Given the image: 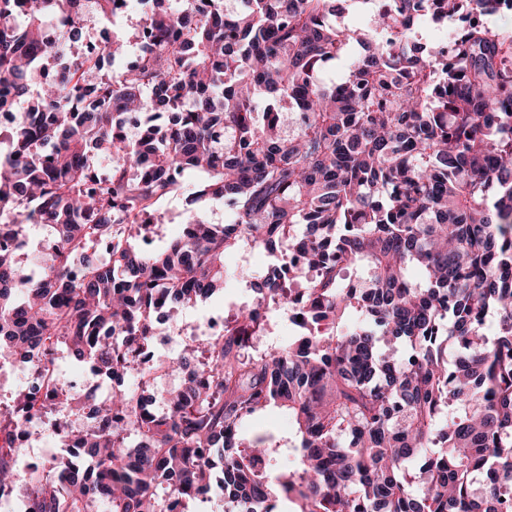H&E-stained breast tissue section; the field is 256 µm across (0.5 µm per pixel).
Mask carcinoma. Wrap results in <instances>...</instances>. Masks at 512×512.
<instances>
[{
	"label": "carcinoma",
	"instance_id": "obj_1",
	"mask_svg": "<svg viewBox=\"0 0 512 512\" xmlns=\"http://www.w3.org/2000/svg\"><path fill=\"white\" fill-rule=\"evenodd\" d=\"M77 2L0 0V113L19 114L0 226L44 224L57 242L37 275L0 245V360L49 368L63 348L115 380L155 321L224 293L241 241L277 263L239 269L255 296L224 335L157 358L183 374L166 413L148 380L80 403L99 422L72 437L87 466L19 470L11 434L36 397L0 406V499L21 486L28 512H170L217 486L233 512H512V32L487 24L512 0H141L153 47L130 60L115 37L84 43L118 0L89 16ZM350 3L388 38L337 25ZM426 17L463 23L429 45ZM282 101L301 117L288 134ZM187 170L207 175L189 202L222 200L234 220L189 208L152 249L142 231ZM295 252L314 271L305 333L253 349ZM354 311L364 322L344 327ZM271 406L294 440L238 443Z\"/></svg>",
	"mask_w": 512,
	"mask_h": 512
}]
</instances>
